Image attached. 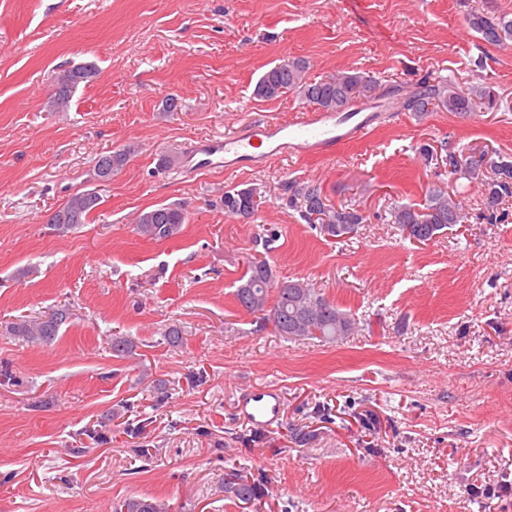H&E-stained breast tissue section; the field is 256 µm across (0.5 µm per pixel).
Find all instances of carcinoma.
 <instances>
[{
  "label": "carcinoma",
  "instance_id": "1",
  "mask_svg": "<svg viewBox=\"0 0 512 512\" xmlns=\"http://www.w3.org/2000/svg\"><path fill=\"white\" fill-rule=\"evenodd\" d=\"M468 23L491 43L512 40V19L474 11ZM97 71L90 64H78L62 70L55 79V93L50 108L56 110L68 105L77 87L90 82ZM295 93L323 112H346L359 98L396 99L399 110L423 117L437 109L458 115L472 112L478 105L490 110L497 100L493 87H480L473 99L445 80H424L405 92L396 87L381 88L375 79L361 73L337 72L320 80L307 77V65L302 59H283L261 76L254 88L258 98L274 100L287 93ZM135 153L128 145L103 155L112 159V170L118 172ZM448 178L474 184L480 193V213L477 218L489 224L502 223L508 215L500 205L512 199V159L489 161L485 156L448 152L445 157ZM291 201L300 205L302 218L319 228L330 239H341L353 234L364 223L365 216L354 203L333 206L327 203L322 189L314 182H292L288 185ZM101 204L93 190L73 194L55 210L47 223L58 230H68L85 223L86 217ZM259 194L254 188L226 191L222 196L224 213L244 220L252 218L259 208ZM187 213L180 207L163 205L142 211L135 219L137 234L150 240L172 238L181 232ZM469 221L466 205L456 194L438 187L429 192L424 207L396 205L390 210V223L418 242L431 241L455 224ZM235 298L246 312L256 316L259 328L273 325L275 332L290 341L338 343L356 335L361 328L354 315L342 310L325 297L312 283L302 280L279 281L270 264L260 258L248 261L235 291ZM70 318L65 307L38 318L17 319L5 326L8 335L26 343L43 344L54 340L61 326ZM224 492L237 499L250 501L261 492V483L243 475L224 483ZM113 512H169V506L151 497L125 498L112 505Z\"/></svg>",
  "mask_w": 512,
  "mask_h": 512
}]
</instances>
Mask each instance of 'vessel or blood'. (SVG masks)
I'll return each mask as SVG.
<instances>
[{
	"mask_svg": "<svg viewBox=\"0 0 512 512\" xmlns=\"http://www.w3.org/2000/svg\"><path fill=\"white\" fill-rule=\"evenodd\" d=\"M370 124L367 118L357 122L349 113L310 107L286 120H242L231 132L199 142L192 152L201 156L202 166L228 173L262 168L286 156L331 160L339 157L347 144L360 139ZM237 409L250 423L268 428L281 417V398L275 389H254L238 403Z\"/></svg>",
	"mask_w": 512,
	"mask_h": 512,
	"instance_id": "b4317fda",
	"label": "vessel or blood"
}]
</instances>
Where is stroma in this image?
<instances>
[{"label": "stroma", "instance_id": "1", "mask_svg": "<svg viewBox=\"0 0 512 512\" xmlns=\"http://www.w3.org/2000/svg\"><path fill=\"white\" fill-rule=\"evenodd\" d=\"M475 8L512 17V0H0V329L71 312L48 345L0 333L12 374L0 378V512H112L143 496L171 512H512V200L505 222L421 244L389 215L437 186L478 201L449 181L441 147L512 156V53L470 28ZM286 57L316 80L487 81L498 103L386 113L335 160L183 170L197 140L305 108L291 92L254 95ZM77 64L97 76L50 110L56 76ZM172 94L179 110L163 111ZM128 145L127 165L98 182V157ZM165 156L177 165L159 169ZM295 180L356 203L366 223L323 237L288 204ZM243 188L261 195L247 223L216 206ZM87 190L102 203L84 224H48ZM166 204L185 209L181 233L139 236L136 215ZM254 257L308 279L362 332L314 345L257 329L233 296ZM173 322L178 347L162 336ZM116 336L132 356L113 357ZM263 386L284 398L268 429L236 412ZM236 475L264 495L225 497Z\"/></svg>", "mask_w": 512, "mask_h": 512}]
</instances>
